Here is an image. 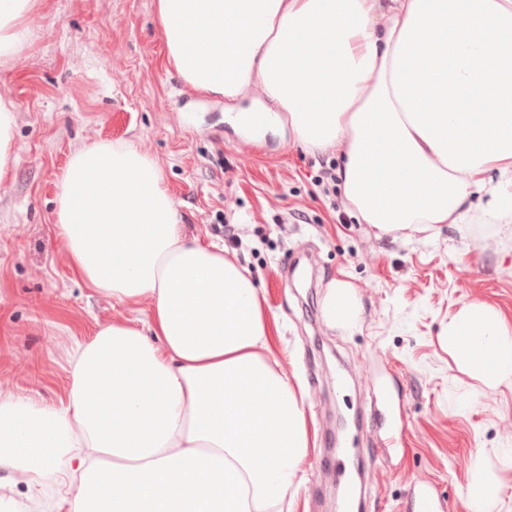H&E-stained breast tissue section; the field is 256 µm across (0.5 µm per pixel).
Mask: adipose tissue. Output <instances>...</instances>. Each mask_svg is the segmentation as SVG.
Wrapping results in <instances>:
<instances>
[{
	"mask_svg": "<svg viewBox=\"0 0 512 512\" xmlns=\"http://www.w3.org/2000/svg\"><path fill=\"white\" fill-rule=\"evenodd\" d=\"M40 0H0V57ZM163 64L194 95L258 86L296 142L337 148L339 186L386 233L512 213V0H157ZM73 273L148 320L113 318L75 349L62 406L0 396V469L52 474L66 512H283L309 446L305 393L272 358L247 269L178 231L161 168L95 141L56 177ZM329 324L359 321L332 281ZM471 377L512 382V328L463 306L444 338Z\"/></svg>",
	"mask_w": 512,
	"mask_h": 512,
	"instance_id": "obj_1",
	"label": "adipose tissue"
}]
</instances>
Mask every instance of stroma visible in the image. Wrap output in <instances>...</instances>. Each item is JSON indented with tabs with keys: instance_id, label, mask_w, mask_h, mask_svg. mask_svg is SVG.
I'll list each match as a JSON object with an SVG mask.
<instances>
[{
	"instance_id": "1",
	"label": "stroma",
	"mask_w": 512,
	"mask_h": 512,
	"mask_svg": "<svg viewBox=\"0 0 512 512\" xmlns=\"http://www.w3.org/2000/svg\"><path fill=\"white\" fill-rule=\"evenodd\" d=\"M35 38L0 57V95L16 105L11 175L0 184V394L60 405L68 360L124 306L77 280L54 224L56 176L76 150L127 141L164 172L182 234L225 246L238 225L248 268L272 323V353L302 384L310 446L288 512H337L335 458L363 460L361 512H410L412 490L435 489L446 512H469L475 456L501 484L491 512H512V384L487 386L454 362L441 338L463 306L489 305L512 322V236L492 223L434 225L404 237L362 223L319 172L336 149L308 151L290 131L258 149L241 144L223 101L190 95L161 60L155 0H42ZM361 307L356 327L329 326L332 280ZM395 439L378 448L385 419ZM0 512H59L41 490L0 470Z\"/></svg>"
}]
</instances>
